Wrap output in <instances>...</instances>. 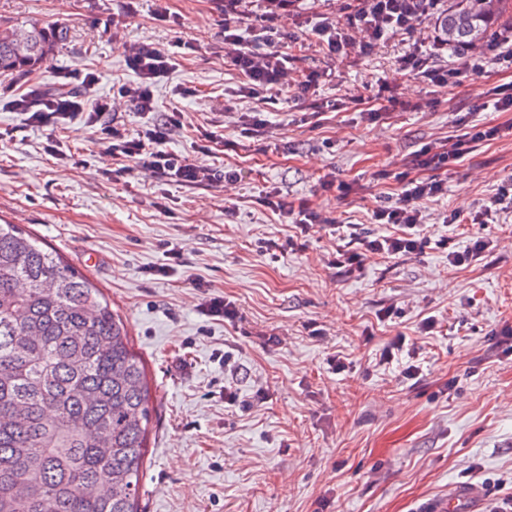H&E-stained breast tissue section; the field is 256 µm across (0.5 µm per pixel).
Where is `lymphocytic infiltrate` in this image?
Returning <instances> with one entry per match:
<instances>
[{
  "mask_svg": "<svg viewBox=\"0 0 512 512\" xmlns=\"http://www.w3.org/2000/svg\"><path fill=\"white\" fill-rule=\"evenodd\" d=\"M294 0H224L225 56L231 67L243 78L238 96L267 101L291 92L306 96L316 92L326 71L303 70L293 67L298 54L316 51L327 57L356 51L373 54L388 40L411 42L412 47L400 59L403 69L414 72L438 87L448 86L464 74L482 71L487 56L498 63L512 66V28L500 34L488 50H467L456 67L427 65L420 53L425 43L442 48L439 37L424 41L420 34L430 10L440 0H355L345 22L320 15L311 29L299 35L281 38L271 22L289 15ZM128 65L138 77L137 82L119 86L116 97L102 100L92 92L100 80L99 74H76L79 93L50 94L38 84H29L11 102L12 109L25 121L38 126L66 127L73 119L84 117L88 126L96 128L106 151L116 159L137 163L141 169L181 186L195 187L210 183L214 175L210 168L190 162L169 150L172 136L181 129L174 117L156 118L153 88L174 66L175 60L154 43L135 44L127 56ZM130 105L136 112L149 116L142 130L131 134L107 121L106 116L120 104ZM496 127L479 129L463 135H451L439 145H425L414 158L413 166L429 170L426 178H410L400 173L403 186L397 198L385 201L373 209L371 221L389 226V234H362L360 225H333V232H344L350 247L342 254V264L349 270L360 268L364 254L396 256L423 249L425 236L424 202L443 195V180L432 178L434 170L460 160L464 147L471 142L496 139Z\"/></svg>",
  "mask_w": 512,
  "mask_h": 512,
  "instance_id": "lymphocytic-infiltrate-1",
  "label": "lymphocytic infiltrate"
}]
</instances>
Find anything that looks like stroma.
I'll return each mask as SVG.
<instances>
[{
  "label": "stroma",
  "instance_id": "35a3bbf8",
  "mask_svg": "<svg viewBox=\"0 0 512 512\" xmlns=\"http://www.w3.org/2000/svg\"><path fill=\"white\" fill-rule=\"evenodd\" d=\"M28 18L68 36L41 66L0 75V224L56 251L126 322L154 407L142 512H437L451 497L456 512H484L512 488V212L443 222L512 179V138L469 144L444 173L447 192L426 205L431 246L367 255L350 274L330 263L334 232H299L264 204L276 190L368 224L425 143L512 122L493 106L512 70L440 88L400 70L394 39L369 56L311 52L298 67L332 69L330 81L267 112L272 133L244 137L222 113L239 83L222 0H0V19ZM140 41L190 43L155 90L163 112L184 114L169 147L236 182L185 188L134 163L113 173L94 128L27 125L10 109L25 81L56 91L79 70L111 97L136 82L125 57ZM477 239L492 244L478 264H449ZM215 297L234 316H212ZM430 316L439 332L420 333Z\"/></svg>",
  "mask_w": 512,
  "mask_h": 512
}]
</instances>
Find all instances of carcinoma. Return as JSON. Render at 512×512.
I'll return each mask as SVG.
<instances>
[{
  "instance_id": "1",
  "label": "carcinoma",
  "mask_w": 512,
  "mask_h": 512,
  "mask_svg": "<svg viewBox=\"0 0 512 512\" xmlns=\"http://www.w3.org/2000/svg\"><path fill=\"white\" fill-rule=\"evenodd\" d=\"M512 24V0H452L466 48ZM62 24L0 23V74L46 62ZM145 365L88 278L17 224H0V512H141L151 426Z\"/></svg>"
}]
</instances>
